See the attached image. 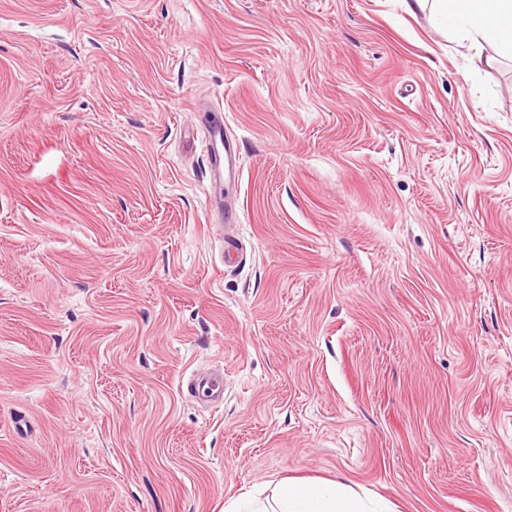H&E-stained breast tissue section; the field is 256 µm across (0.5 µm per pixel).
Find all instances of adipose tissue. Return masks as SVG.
I'll return each instance as SVG.
<instances>
[{
    "mask_svg": "<svg viewBox=\"0 0 512 512\" xmlns=\"http://www.w3.org/2000/svg\"><path fill=\"white\" fill-rule=\"evenodd\" d=\"M406 13L429 12L448 35L480 48L512 55V0H401ZM224 512H371L343 484L289 481L273 499L248 492L229 500Z\"/></svg>",
    "mask_w": 512,
    "mask_h": 512,
    "instance_id": "adipose-tissue-1",
    "label": "adipose tissue"
}]
</instances>
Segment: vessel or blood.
Segmentation results:
<instances>
[{
	"label": "vessel or blood",
	"instance_id": "obj_1",
	"mask_svg": "<svg viewBox=\"0 0 512 512\" xmlns=\"http://www.w3.org/2000/svg\"><path fill=\"white\" fill-rule=\"evenodd\" d=\"M207 131L209 203L221 213L227 224L232 225L238 222L239 214L235 202L229 201L226 193L237 188L242 179L238 147L234 140L225 137L223 120H209ZM188 392L193 397L202 394L217 399L223 398V372H194L188 383Z\"/></svg>",
	"mask_w": 512,
	"mask_h": 512
}]
</instances>
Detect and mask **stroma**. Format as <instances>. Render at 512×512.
Instances as JSON below:
<instances>
[{
  "instance_id": "1",
  "label": "stroma",
  "mask_w": 512,
  "mask_h": 512,
  "mask_svg": "<svg viewBox=\"0 0 512 512\" xmlns=\"http://www.w3.org/2000/svg\"><path fill=\"white\" fill-rule=\"evenodd\" d=\"M290 478L512 512V57L398 0H0V512ZM205 127L209 135L207 151V173L209 186V203L218 210L227 226L239 222L236 208L238 186L242 179L237 143L224 137V118L211 119ZM237 188L233 200L227 202L229 191ZM224 190V195H223ZM188 392L192 397L201 393L207 397L224 399V369L217 372H194L188 383Z\"/></svg>"
}]
</instances>
